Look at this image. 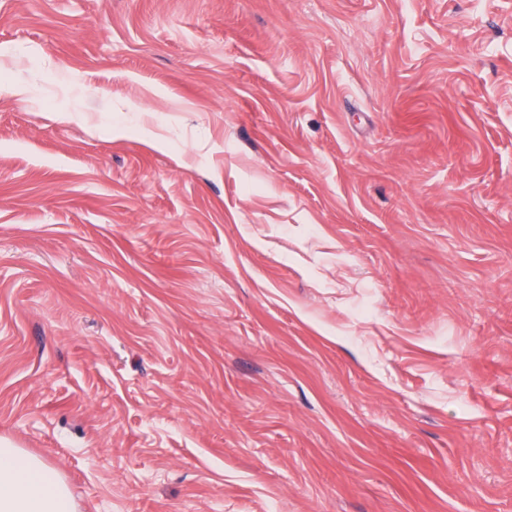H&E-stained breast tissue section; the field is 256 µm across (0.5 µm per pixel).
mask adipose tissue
I'll use <instances>...</instances> for the list:
<instances>
[{"label":"adipose tissue","instance_id":"ef3b65f1","mask_svg":"<svg viewBox=\"0 0 512 512\" xmlns=\"http://www.w3.org/2000/svg\"><path fill=\"white\" fill-rule=\"evenodd\" d=\"M0 512H77V508L54 467L0 441Z\"/></svg>","mask_w":512,"mask_h":512}]
</instances>
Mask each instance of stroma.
Wrapping results in <instances>:
<instances>
[{"label":"stroma","instance_id":"1","mask_svg":"<svg viewBox=\"0 0 512 512\" xmlns=\"http://www.w3.org/2000/svg\"><path fill=\"white\" fill-rule=\"evenodd\" d=\"M1 81L0 439L78 512H512V0H0Z\"/></svg>","mask_w":512,"mask_h":512}]
</instances>
